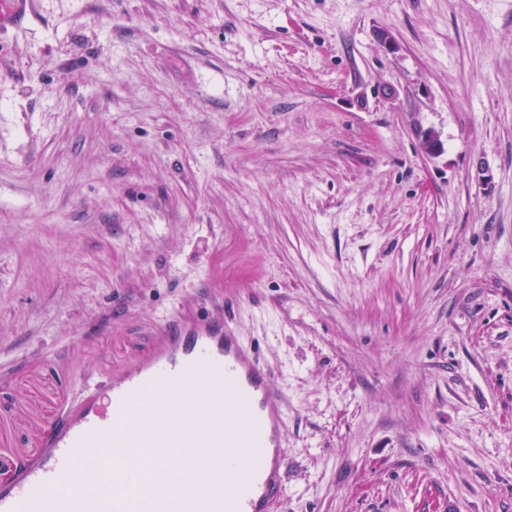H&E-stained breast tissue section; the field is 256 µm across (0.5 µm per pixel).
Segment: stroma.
Wrapping results in <instances>:
<instances>
[{
	"instance_id": "1",
	"label": "stroma",
	"mask_w": 512,
	"mask_h": 512,
	"mask_svg": "<svg viewBox=\"0 0 512 512\" xmlns=\"http://www.w3.org/2000/svg\"><path fill=\"white\" fill-rule=\"evenodd\" d=\"M0 42V482L210 317L288 407L271 512H512V0H34Z\"/></svg>"
}]
</instances>
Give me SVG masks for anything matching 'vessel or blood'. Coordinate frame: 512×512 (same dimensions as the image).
Returning <instances> with one entry per match:
<instances>
[{"mask_svg": "<svg viewBox=\"0 0 512 512\" xmlns=\"http://www.w3.org/2000/svg\"><path fill=\"white\" fill-rule=\"evenodd\" d=\"M33 0H0V31ZM288 408L252 348L209 317L166 325L106 396L59 422L40 460L0 483V512H270L285 494ZM186 464L218 449L192 490L172 495L163 450ZM125 464L109 471L114 453Z\"/></svg>", "mask_w": 512, "mask_h": 512, "instance_id": "b4317fda", "label": "vessel or blood"}]
</instances>
